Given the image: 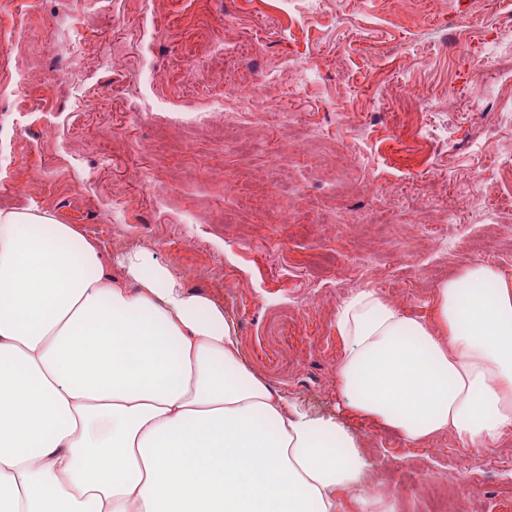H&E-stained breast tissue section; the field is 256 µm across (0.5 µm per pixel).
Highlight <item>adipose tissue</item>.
Here are the masks:
<instances>
[{"label": "adipose tissue", "instance_id": "ef3b65f1", "mask_svg": "<svg viewBox=\"0 0 512 512\" xmlns=\"http://www.w3.org/2000/svg\"><path fill=\"white\" fill-rule=\"evenodd\" d=\"M47 211L0 208V512H339L364 444L246 366L235 322L148 249L117 269ZM335 326L353 415L418 445L512 430V273L472 264L417 317L371 288Z\"/></svg>", "mask_w": 512, "mask_h": 512}]
</instances>
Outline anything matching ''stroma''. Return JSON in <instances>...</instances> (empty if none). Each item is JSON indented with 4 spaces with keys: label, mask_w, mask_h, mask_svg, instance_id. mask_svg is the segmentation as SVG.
<instances>
[{
    "label": "stroma",
    "mask_w": 512,
    "mask_h": 512,
    "mask_svg": "<svg viewBox=\"0 0 512 512\" xmlns=\"http://www.w3.org/2000/svg\"><path fill=\"white\" fill-rule=\"evenodd\" d=\"M61 11L83 35L80 58L58 43ZM502 23L480 0H0V208L49 211L108 260L148 246L222 301L253 371L366 438L367 492L389 512H427L421 469L470 486L451 512H512V430L489 451L449 432L413 446L348 415L334 327L363 288L425 316L465 265L512 273V52L473 64ZM22 56L33 65L20 85ZM289 59L313 81L294 86ZM61 68L73 79L45 87ZM256 78L239 146L220 126L168 118L223 108ZM140 94L160 111L135 113ZM272 169L291 194L261 191ZM153 179L178 208L156 205Z\"/></svg>",
    "instance_id": "stroma-1"
}]
</instances>
